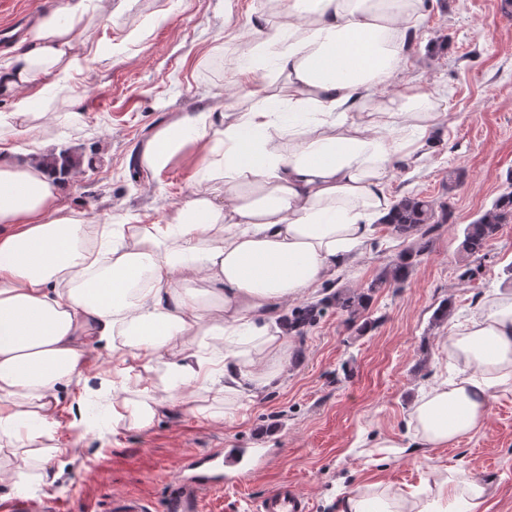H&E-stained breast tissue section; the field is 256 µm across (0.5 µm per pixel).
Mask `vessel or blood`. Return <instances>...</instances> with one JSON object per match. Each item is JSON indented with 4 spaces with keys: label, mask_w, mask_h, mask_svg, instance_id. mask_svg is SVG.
<instances>
[{
    "label": "vessel or blood",
    "mask_w": 512,
    "mask_h": 512,
    "mask_svg": "<svg viewBox=\"0 0 512 512\" xmlns=\"http://www.w3.org/2000/svg\"><path fill=\"white\" fill-rule=\"evenodd\" d=\"M254 448H205L185 454L167 486L160 512H205L208 499L236 484L253 468ZM62 502L13 497L0 502V512H64ZM107 512H149L145 500L133 494L109 497ZM258 512H312L309 499L288 481H280L260 500Z\"/></svg>",
    "instance_id": "obj_1"
}]
</instances>
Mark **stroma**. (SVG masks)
<instances>
[{"instance_id": "stroma-1", "label": "stroma", "mask_w": 512, "mask_h": 512, "mask_svg": "<svg viewBox=\"0 0 512 512\" xmlns=\"http://www.w3.org/2000/svg\"><path fill=\"white\" fill-rule=\"evenodd\" d=\"M262 8V0H130L112 21L95 24L85 36L83 68L64 91L48 88L40 106L44 154L67 149L93 161L66 182L65 205L95 222L134 215L148 224L209 189L194 150L156 176L132 178V164L155 125L223 104L239 78L232 35ZM134 30L140 40L127 42ZM421 76L445 96V142L424 172L391 178L389 188L448 203L454 221L443 225L403 287L373 294L367 314L376 329L359 335L327 309L306 336L289 337L287 372L232 418L214 423L176 409L146 432L86 435L56 463L55 482L32 488L29 498L64 500L70 512H103L120 493L155 503L182 453L221 444L266 454L255 471L213 496L208 512H257L283 479L313 512H333L354 484L416 493L432 472L454 465L490 485L486 512H512V395L495 403L483 430L455 446L396 460L380 459L372 447L404 433L412 401L451 372L440 354L448 326L433 320L440 302L450 299L453 320L464 321L476 303L503 289L512 264V223L502 225L482 259L461 251L458 232L491 206L512 174V15L501 0H429L400 78ZM67 112L77 113V123L64 120ZM374 237L342 284L367 285L401 249L385 225Z\"/></svg>"}]
</instances>
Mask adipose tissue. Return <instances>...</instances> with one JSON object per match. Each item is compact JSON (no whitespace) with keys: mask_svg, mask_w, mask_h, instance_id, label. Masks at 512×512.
I'll return each mask as SVG.
<instances>
[{"mask_svg":"<svg viewBox=\"0 0 512 512\" xmlns=\"http://www.w3.org/2000/svg\"><path fill=\"white\" fill-rule=\"evenodd\" d=\"M277 23L239 35L246 77L236 112L186 113L154 128L139 169H165L200 145L197 192L153 224H93L65 206L62 180L35 149H0V482L49 485L67 425L97 432L84 410L93 351L112 349L103 381L106 435L146 431L171 410L223 421L288 362V302L344 268L388 220L397 175L440 145L448 115L427 81H393L426 18L427 0H265ZM97 0H57L0 62L11 128L36 137L47 78L64 87L84 64ZM272 59L274 68H258ZM442 352L456 374L410 406L411 434L380 441L396 458L480 432L512 393V292H495ZM207 392L204 400L195 391ZM489 487L457 467L409 496L359 485L340 512H484Z\"/></svg>","mask_w":512,"mask_h":512,"instance_id":"1","label":"adipose tissue"}]
</instances>
